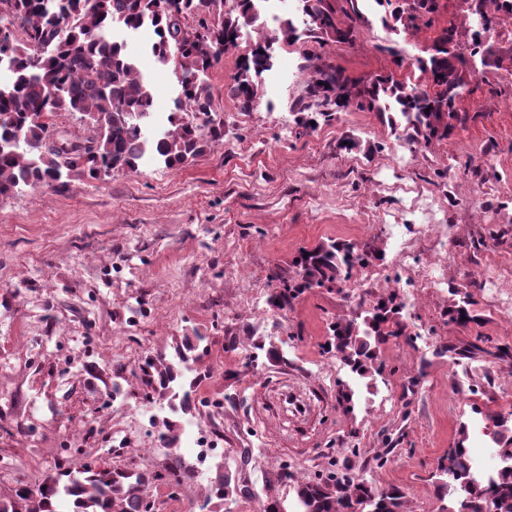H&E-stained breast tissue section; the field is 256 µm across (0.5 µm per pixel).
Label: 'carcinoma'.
Masks as SVG:
<instances>
[{
  "instance_id": "cac0c4a2",
  "label": "carcinoma",
  "mask_w": 512,
  "mask_h": 512,
  "mask_svg": "<svg viewBox=\"0 0 512 512\" xmlns=\"http://www.w3.org/2000/svg\"><path fill=\"white\" fill-rule=\"evenodd\" d=\"M263 0H236L224 10V0H0L18 21V33L0 42V61L7 64L9 81L0 83V196L22 187L65 185L62 178L97 180L114 172H134L151 153L169 168H181L224 141V124L193 125L184 113L208 115L213 99L206 76L218 62L203 43L187 36L186 19L207 11L210 47L222 52L238 47L242 31L261 27ZM299 0V10L309 19L299 30L290 18L270 34L253 43L242 57L231 82L225 85L240 111L252 110L262 91L255 78L270 70L274 56L264 52L269 44L292 45L301 36L318 44L345 43L352 30L338 19L361 15L362 0ZM385 10L382 23L395 34L419 29L417 21L431 26L436 0H374ZM465 11L483 13V34L472 39L469 53L463 52L455 26L434 39L430 53L417 57L402 79L380 75L364 85L351 80L333 65H316L303 57L301 68L312 71L305 93L310 103L303 109L314 112L296 120L298 127L313 128L311 122L333 119L337 109L354 104L378 115L396 138L409 146L427 147L448 138L455 119L453 106L467 86L470 59L480 56L485 66L500 67L503 57L493 39L501 19L512 18V0H461ZM119 25L137 30L153 28L152 55L160 62L173 63L181 87L180 97L169 119L170 128L156 139L149 138L146 120L154 106L151 85L144 80L126 44L111 40L107 31ZM60 112H79L93 121V148L89 153L67 152L52 145L50 119ZM384 255L373 245L358 248L352 243H319L307 248L293 261L295 274L276 276L277 288L268 305L284 310L301 293L312 288H340L349 281L354 265L361 267ZM455 297L448 307L449 320L464 325L469 315V295L459 287L450 289ZM394 292L374 298L360 319H339L329 328L327 348L349 371L366 378L380 372L375 365L379 345L390 337L406 335L402 304ZM141 382L159 397L168 399L172 411L184 406L179 398L186 377L181 368L160 354L140 367ZM493 440L499 445L504 465L485 482L465 483L471 473V459L463 443L448 451L440 464L443 494H456L448 512H483L487 492L497 500L499 512H512V436L509 417L491 416ZM161 469L144 471L135 467L118 469L101 458L79 468L59 465L32 483L18 481L0 492V512H58L67 500L71 512H145L148 485L153 481L181 485L190 476V463L170 442L159 449ZM249 492L246 484H232L231 477L216 465V477L206 489L203 509L220 512L229 495ZM405 493L398 487H381L364 478L343 473L296 482L291 510L279 501L274 512H403Z\"/></svg>"
}]
</instances>
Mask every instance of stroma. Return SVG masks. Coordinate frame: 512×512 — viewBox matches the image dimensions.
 Segmentation results:
<instances>
[{"instance_id": "stroma-1", "label": "stroma", "mask_w": 512, "mask_h": 512, "mask_svg": "<svg viewBox=\"0 0 512 512\" xmlns=\"http://www.w3.org/2000/svg\"><path fill=\"white\" fill-rule=\"evenodd\" d=\"M382 8L353 20L346 43L306 40L276 45L259 79L262 96L239 111L224 86L250 47L242 42L209 72L224 142L179 169L146 159L137 172L0 197V488L57 462H79L83 449L106 451L116 423L146 406L138 377L122 382L124 407L112 404V367L172 352L193 333L208 338L196 367V394H231L220 414H197L218 433L231 477L246 475L253 496L225 500L224 512H265L288 502L296 479L348 465L376 484L401 488L406 512H439L452 497L436 493L434 475L457 444L492 446L491 417L512 412V359L460 349L490 339L512 347V321L475 281L493 264L512 266V63L474 62L447 139L410 150L404 170L391 162L396 141L374 113L347 109L295 136L308 72L303 54L366 81L397 73L383 44L420 56L443 29L468 30L456 0H439L431 27L394 35ZM151 30L131 39L137 64L155 89L152 132L167 128L179 86L171 66L144 47ZM352 138L357 148L341 144ZM432 197L447 219V290L406 317V333L380 347L382 371L357 379L323 350L331 321L349 316L344 293L316 288L284 314H258L251 289L271 291L273 276L292 273L300 249L334 241L389 244L379 216L406 221L409 191ZM466 283L467 324L450 323V287ZM238 336L236 349L227 337ZM275 343L285 363L259 357ZM354 405L339 400L342 383ZM397 446L384 466L375 457L385 438Z\"/></svg>"}]
</instances>
